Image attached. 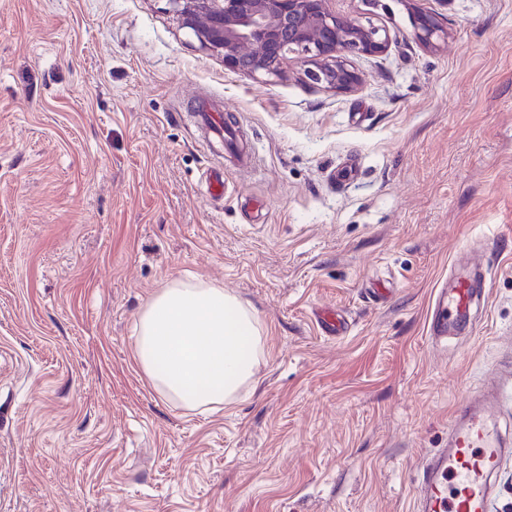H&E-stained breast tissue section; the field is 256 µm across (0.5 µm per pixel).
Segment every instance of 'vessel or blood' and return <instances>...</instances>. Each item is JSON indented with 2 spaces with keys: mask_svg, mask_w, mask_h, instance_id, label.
Wrapping results in <instances>:
<instances>
[{
  "mask_svg": "<svg viewBox=\"0 0 512 512\" xmlns=\"http://www.w3.org/2000/svg\"><path fill=\"white\" fill-rule=\"evenodd\" d=\"M484 295L471 275H456L451 287L437 288L429 336L437 341L465 326ZM505 385L502 376L459 407L448 420V445L436 449L417 479L414 512H489L492 483L505 453V437L494 424Z\"/></svg>",
  "mask_w": 512,
  "mask_h": 512,
  "instance_id": "vessel-or-blood-1",
  "label": "vessel or blood"
}]
</instances>
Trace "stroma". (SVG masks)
<instances>
[{"instance_id": "1", "label": "stroma", "mask_w": 512, "mask_h": 512, "mask_svg": "<svg viewBox=\"0 0 512 512\" xmlns=\"http://www.w3.org/2000/svg\"><path fill=\"white\" fill-rule=\"evenodd\" d=\"M331 7L392 38L354 93L293 57L242 77L167 0H0V512H413L449 416L512 360V0ZM420 13L447 41L414 39ZM200 112L235 120L248 167ZM463 266L487 304L438 350ZM174 280L257 312L231 406L169 401L134 360Z\"/></svg>"}]
</instances>
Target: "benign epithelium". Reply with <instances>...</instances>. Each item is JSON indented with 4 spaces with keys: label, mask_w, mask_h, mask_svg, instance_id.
Segmentation results:
<instances>
[{
    "label": "benign epithelium",
    "mask_w": 512,
    "mask_h": 512,
    "mask_svg": "<svg viewBox=\"0 0 512 512\" xmlns=\"http://www.w3.org/2000/svg\"><path fill=\"white\" fill-rule=\"evenodd\" d=\"M169 12L199 47L221 56L224 66L253 78L277 75L287 55L306 65L313 84L336 93L358 90L363 75L352 56L387 51L388 30L330 8L331 0H167ZM414 38L434 48L448 38L437 18L419 14Z\"/></svg>",
    "instance_id": "obj_1"
}]
</instances>
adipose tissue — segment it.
Returning a JSON list of instances; mask_svg holds the SVG:
<instances>
[{"label":"adipose tissue","mask_w":512,"mask_h":512,"mask_svg":"<svg viewBox=\"0 0 512 512\" xmlns=\"http://www.w3.org/2000/svg\"><path fill=\"white\" fill-rule=\"evenodd\" d=\"M263 357L255 310L217 286L170 282L138 320V367L165 397L190 410L234 404Z\"/></svg>","instance_id":"adipose-tissue-1"}]
</instances>
